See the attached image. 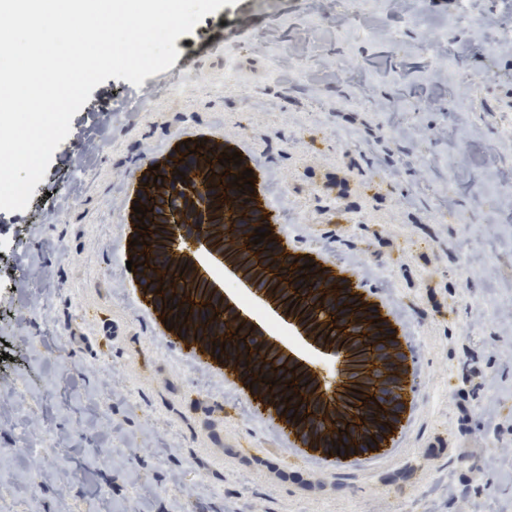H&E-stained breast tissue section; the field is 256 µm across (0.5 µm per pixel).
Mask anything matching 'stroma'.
Segmentation results:
<instances>
[{
    "instance_id": "stroma-1",
    "label": "stroma",
    "mask_w": 512,
    "mask_h": 512,
    "mask_svg": "<svg viewBox=\"0 0 512 512\" xmlns=\"http://www.w3.org/2000/svg\"><path fill=\"white\" fill-rule=\"evenodd\" d=\"M508 40L512 0H237L176 39L187 70L96 86L0 210V512H512ZM199 132L252 148L291 247L397 306L417 375L384 455L293 454L135 299L127 176Z\"/></svg>"
}]
</instances>
